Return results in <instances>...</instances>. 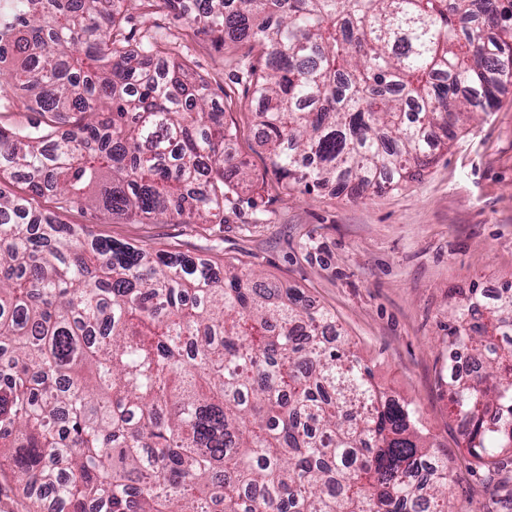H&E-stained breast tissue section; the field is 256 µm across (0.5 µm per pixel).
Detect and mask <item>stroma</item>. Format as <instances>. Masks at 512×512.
Wrapping results in <instances>:
<instances>
[{"label": "stroma", "mask_w": 512, "mask_h": 512, "mask_svg": "<svg viewBox=\"0 0 512 512\" xmlns=\"http://www.w3.org/2000/svg\"><path fill=\"white\" fill-rule=\"evenodd\" d=\"M125 28L176 43L180 61L208 82L225 120L238 127L230 149L250 185L220 224L108 221L58 209L51 196L35 198L34 207L121 242L240 261L304 291L332 314L375 384L418 411L433 451L451 468L453 512H512V453L492 473L469 463L446 381L450 307L471 289L512 286V82L493 110L458 123L415 180L360 197L330 187L289 191L273 175L248 111L244 48L177 17L165 0H143Z\"/></svg>", "instance_id": "obj_1"}]
</instances>
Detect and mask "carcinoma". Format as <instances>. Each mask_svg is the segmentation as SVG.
Masks as SVG:
<instances>
[{
  "mask_svg": "<svg viewBox=\"0 0 512 512\" xmlns=\"http://www.w3.org/2000/svg\"><path fill=\"white\" fill-rule=\"evenodd\" d=\"M137 0H0V183L27 172L60 208L222 224L247 172L208 86ZM258 51L247 71L272 173L309 191L413 179L512 79V0H203L188 15ZM330 313L232 265L98 237L0 188V469L33 512H452L448 462L417 411L373 383ZM512 289L448 325L487 352L448 376L466 449L512 452ZM432 466L424 483L417 473ZM24 99L17 100L16 107L6 112H0V125L6 128H19L28 126L42 119L38 112L30 109L31 103Z\"/></svg>",
  "mask_w": 512,
  "mask_h": 512,
  "instance_id": "carcinoma-1",
  "label": "carcinoma"
}]
</instances>
